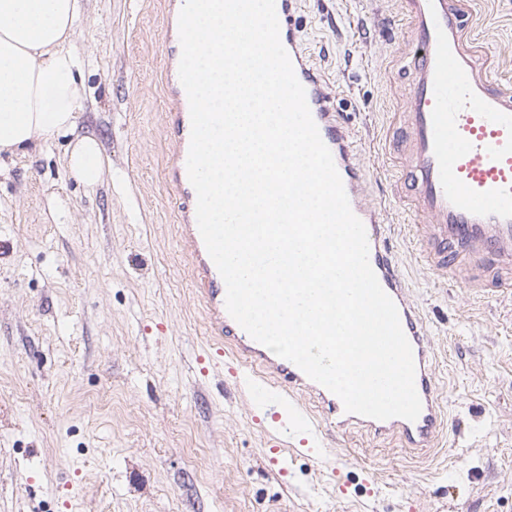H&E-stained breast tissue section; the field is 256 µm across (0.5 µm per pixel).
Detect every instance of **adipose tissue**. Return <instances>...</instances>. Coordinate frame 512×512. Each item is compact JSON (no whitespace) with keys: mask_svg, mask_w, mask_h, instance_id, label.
I'll use <instances>...</instances> for the list:
<instances>
[{"mask_svg":"<svg viewBox=\"0 0 512 512\" xmlns=\"http://www.w3.org/2000/svg\"><path fill=\"white\" fill-rule=\"evenodd\" d=\"M80 14L81 0H0V170L47 137L73 135L87 94L71 42ZM67 167L96 186L97 141L75 137Z\"/></svg>","mask_w":512,"mask_h":512,"instance_id":"adipose-tissue-1","label":"adipose tissue"}]
</instances>
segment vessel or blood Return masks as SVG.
<instances>
[{
    "mask_svg": "<svg viewBox=\"0 0 512 512\" xmlns=\"http://www.w3.org/2000/svg\"><path fill=\"white\" fill-rule=\"evenodd\" d=\"M417 48L406 70L408 95L395 149L399 175L394 195L418 221L397 227L366 199V175L357 162L348 129L331 107L320 70L297 30L301 0H275L280 38L306 91L311 115L329 148L354 214L366 227L369 263L382 289L397 306L416 366L415 387L422 402L416 420H376L345 411L342 401L311 380L294 363L270 357L228 314L224 281L207 253L196 220V192L186 168L191 121L184 89L174 94L169 113L174 142L172 181L181 231L192 246L195 278L212 335L233 343L243 367L260 366L268 375L261 391L268 406L287 409L297 391L312 393L327 424L339 430L363 425L402 447L426 453L443 419L434 384L433 346L410 297L392 246L396 229L416 237V258L440 276L458 275L466 259L494 256L501 274L468 287L512 288V89L497 82L491 56L481 45L477 0H399Z\"/></svg>",
    "mask_w": 512,
    "mask_h": 512,
    "instance_id": "1",
    "label": "vessel or blood"
}]
</instances>
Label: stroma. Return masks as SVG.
Segmentation results:
<instances>
[{
  "label": "stroma",
  "mask_w": 512,
  "mask_h": 512,
  "mask_svg": "<svg viewBox=\"0 0 512 512\" xmlns=\"http://www.w3.org/2000/svg\"><path fill=\"white\" fill-rule=\"evenodd\" d=\"M166 0H82L79 131L108 169L88 189L47 138L0 173V512H512V291L476 294L394 249L435 352L444 435L425 455L317 402L277 430L250 388L204 367L211 338L169 180ZM512 84V0H481ZM354 140L372 203L394 211L379 148L403 110L391 0H303L296 16Z\"/></svg>",
  "instance_id": "35a3bbf8"
}]
</instances>
